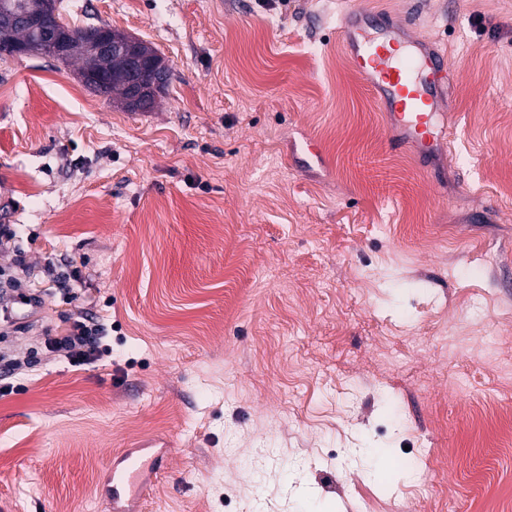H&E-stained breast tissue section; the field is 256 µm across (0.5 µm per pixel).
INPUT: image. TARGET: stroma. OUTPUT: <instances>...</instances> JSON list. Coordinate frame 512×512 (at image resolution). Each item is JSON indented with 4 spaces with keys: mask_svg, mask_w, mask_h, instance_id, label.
Wrapping results in <instances>:
<instances>
[{
    "mask_svg": "<svg viewBox=\"0 0 512 512\" xmlns=\"http://www.w3.org/2000/svg\"><path fill=\"white\" fill-rule=\"evenodd\" d=\"M445 49L443 150L391 144L346 8ZM173 71L127 112L75 66L0 58V222L25 327L0 357V512H101L113 455L170 449L143 512H512V0H61ZM491 254L493 266L477 258ZM82 271L50 292L48 259ZM92 311L101 355L47 352ZM262 456H255V449Z\"/></svg>",
    "mask_w": 512,
    "mask_h": 512,
    "instance_id": "1",
    "label": "stroma"
}]
</instances>
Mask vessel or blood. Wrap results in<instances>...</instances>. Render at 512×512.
Returning <instances> with one entry per match:
<instances>
[{
	"mask_svg": "<svg viewBox=\"0 0 512 512\" xmlns=\"http://www.w3.org/2000/svg\"><path fill=\"white\" fill-rule=\"evenodd\" d=\"M342 48L408 147L428 152L439 144L434 118L448 83L444 51L424 50L389 14L351 9L337 29ZM166 449L129 448L113 457L104 480L112 512H142Z\"/></svg>",
	"mask_w": 512,
	"mask_h": 512,
	"instance_id": "obj_1",
	"label": "vessel or blood"
}]
</instances>
